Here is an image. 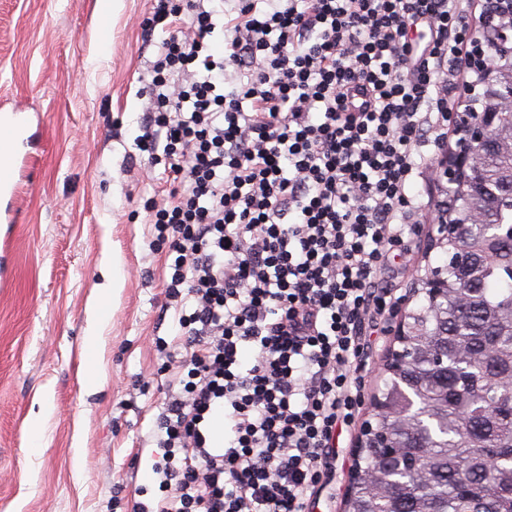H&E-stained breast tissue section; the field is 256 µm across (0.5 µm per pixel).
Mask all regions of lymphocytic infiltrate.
<instances>
[{
    "label": "lymphocytic infiltrate",
    "instance_id": "lymphocytic-infiltrate-1",
    "mask_svg": "<svg viewBox=\"0 0 512 512\" xmlns=\"http://www.w3.org/2000/svg\"><path fill=\"white\" fill-rule=\"evenodd\" d=\"M225 1L142 22L135 147L182 177L151 218L178 327L144 439L162 495L132 512H308L398 305L378 274L427 229L420 149L447 145L472 71L460 0Z\"/></svg>",
    "mask_w": 512,
    "mask_h": 512
}]
</instances>
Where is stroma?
<instances>
[{
	"instance_id": "35a3bbf8",
	"label": "stroma",
	"mask_w": 512,
	"mask_h": 512,
	"mask_svg": "<svg viewBox=\"0 0 512 512\" xmlns=\"http://www.w3.org/2000/svg\"><path fill=\"white\" fill-rule=\"evenodd\" d=\"M150 0H0V113L21 110L13 193L0 196V512H131L160 497L142 441L163 397L156 337L172 340L153 204L176 188L164 166L131 163L143 113L141 45ZM428 238L380 274L404 315ZM121 287L100 296L101 269ZM107 318L93 326L91 309ZM95 346H88L89 336ZM362 406L313 512H343Z\"/></svg>"
}]
</instances>
